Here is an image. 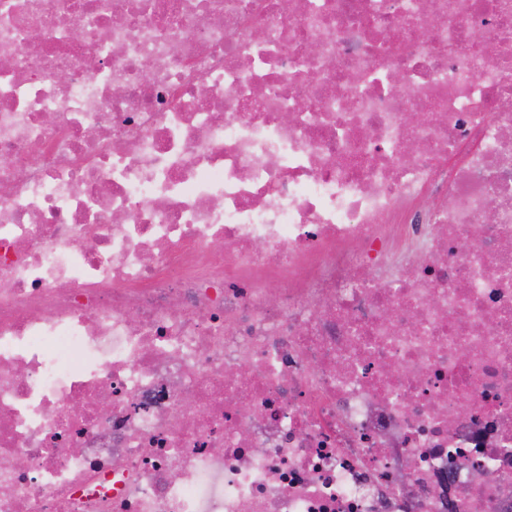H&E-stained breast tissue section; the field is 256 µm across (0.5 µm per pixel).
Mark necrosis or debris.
Wrapping results in <instances>:
<instances>
[{
	"instance_id": "1",
	"label": "necrosis or debris",
	"mask_w": 512,
	"mask_h": 512,
	"mask_svg": "<svg viewBox=\"0 0 512 512\" xmlns=\"http://www.w3.org/2000/svg\"><path fill=\"white\" fill-rule=\"evenodd\" d=\"M300 2L0 0V512H512V0Z\"/></svg>"
}]
</instances>
